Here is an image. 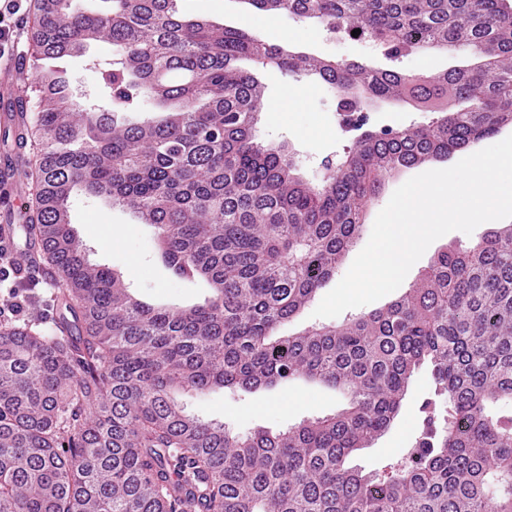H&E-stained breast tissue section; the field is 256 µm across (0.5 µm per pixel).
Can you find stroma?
<instances>
[{
	"mask_svg": "<svg viewBox=\"0 0 512 512\" xmlns=\"http://www.w3.org/2000/svg\"><path fill=\"white\" fill-rule=\"evenodd\" d=\"M181 13L189 18L204 17L227 26L251 25L265 34L262 14L246 10L241 0H178ZM282 31L293 35L294 47L336 61L374 58L377 65L385 59L378 47L330 33L314 24L280 14L276 17ZM266 103L256 128L259 141L276 145L289 143L300 177L313 185L322 184L327 161L344 159L355 142L356 133L343 122L337 110L339 97L324 83L296 81L278 67L262 70ZM418 168L393 172L369 205L363 230L337 269L343 278L354 258L366 245L377 214L392 193ZM71 222L90 250L93 263L122 273L126 283L142 300L156 304L188 305L203 302L207 289L170 278L155 260V230L139 223L128 211L80 194L71 206ZM27 271L11 274L0 286L20 289L22 308L16 317L30 320L42 313L52 293L45 283L28 287ZM434 385L427 371H420L406 396L401 413L391 428L371 447L362 449L353 464L387 474L391 466L405 461L419 435L425 402L435 400ZM189 412L206 420H218L232 431L247 433L256 427L277 430L301 420L334 413L341 405L339 394L331 388L297 380L285 386L252 393L220 390L201 397L186 398Z\"/></svg>",
	"mask_w": 512,
	"mask_h": 512,
	"instance_id": "1",
	"label": "stroma"
}]
</instances>
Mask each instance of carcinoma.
Returning <instances> with one entry per match:
<instances>
[{
    "instance_id": "carcinoma-1",
    "label": "carcinoma",
    "mask_w": 512,
    "mask_h": 512,
    "mask_svg": "<svg viewBox=\"0 0 512 512\" xmlns=\"http://www.w3.org/2000/svg\"><path fill=\"white\" fill-rule=\"evenodd\" d=\"M369 42L389 60L445 49L433 74L335 62L251 31L186 19L178 0H36L34 108L16 138L39 191L26 233L57 271L52 315L0 319V512H512V224L441 250L416 283L342 324L282 334L334 276L385 177L512 127L506 0H247ZM100 43L107 57L91 54ZM87 57L110 104H77L61 62ZM319 79L342 110L401 100L430 121L361 122L320 186L285 144L255 139L260 68ZM148 101L156 118L126 114ZM156 229L170 276L202 304H148L90 262L73 195ZM444 404L412 460L352 466L393 424L417 372ZM303 379L339 392L333 414L238 434L176 394L253 392Z\"/></svg>"
}]
</instances>
